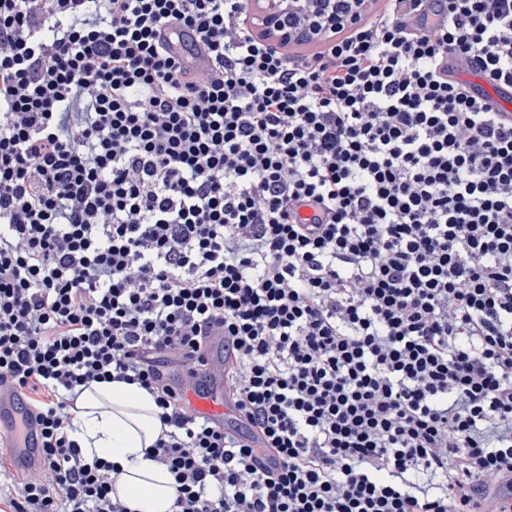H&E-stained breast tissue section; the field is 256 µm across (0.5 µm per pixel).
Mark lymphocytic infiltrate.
<instances>
[{"mask_svg":"<svg viewBox=\"0 0 512 512\" xmlns=\"http://www.w3.org/2000/svg\"><path fill=\"white\" fill-rule=\"evenodd\" d=\"M248 2L0 0L7 507L129 512L68 434L119 381L174 512H512V113L452 71L512 85V0H324L311 53ZM216 328L224 428L164 365ZM284 3L285 0H253L251 3V14L252 17L257 19V26L261 29L260 32L269 36L270 39L280 45L288 47V45L295 44L297 37L304 35L309 36L313 40L317 32H320L322 35L327 29H331V27L336 25L335 17H328L326 20H323L319 16V20H314L309 28V33L305 31L294 35L284 27L283 14L288 11V6ZM34 440L29 441V447H25V444H22V448H14V458H13V468L18 472H23L28 468H31L37 461L39 455V448H34L35 445H38L37 435L39 434V430H35V427L32 429Z\"/></svg>","mask_w":512,"mask_h":512,"instance_id":"f902f5d3","label":"lymphocytic infiltrate"}]
</instances>
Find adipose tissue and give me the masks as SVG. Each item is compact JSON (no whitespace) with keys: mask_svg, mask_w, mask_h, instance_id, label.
Masks as SVG:
<instances>
[{"mask_svg":"<svg viewBox=\"0 0 512 512\" xmlns=\"http://www.w3.org/2000/svg\"><path fill=\"white\" fill-rule=\"evenodd\" d=\"M154 398L136 384L101 382L84 388L70 436L91 458L121 468L115 494L131 512H172L174 479L145 454L160 432Z\"/></svg>","mask_w":512,"mask_h":512,"instance_id":"ef3b65f1","label":"adipose tissue"}]
</instances>
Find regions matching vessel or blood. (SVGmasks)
I'll return each instance as SVG.
<instances>
[{
	"label": "vessel or blood",
	"instance_id": "vessel-or-blood-1",
	"mask_svg": "<svg viewBox=\"0 0 512 512\" xmlns=\"http://www.w3.org/2000/svg\"><path fill=\"white\" fill-rule=\"evenodd\" d=\"M224 336L212 332L202 364L184 370L176 384L189 410L218 424H227L235 412L224 392Z\"/></svg>",
	"mask_w": 512,
	"mask_h": 512
}]
</instances>
